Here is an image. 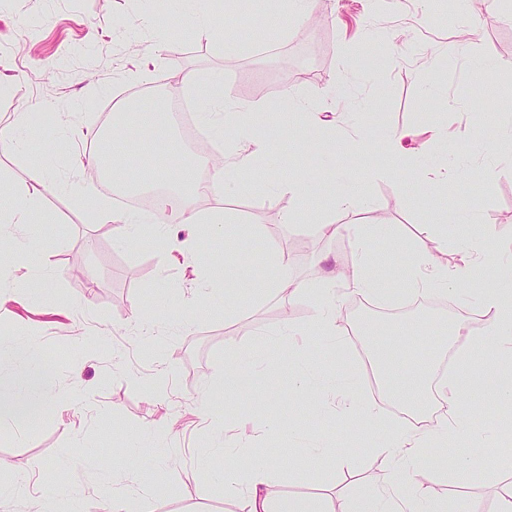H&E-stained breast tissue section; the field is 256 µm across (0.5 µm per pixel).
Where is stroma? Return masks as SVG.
<instances>
[{"instance_id": "obj_1", "label": "stroma", "mask_w": 512, "mask_h": 512, "mask_svg": "<svg viewBox=\"0 0 512 512\" xmlns=\"http://www.w3.org/2000/svg\"><path fill=\"white\" fill-rule=\"evenodd\" d=\"M146 12L167 39L159 45L147 37L129 49L124 36ZM306 17L295 24L280 0H236L221 33L209 34L180 0H0V56L10 62L0 74V120L26 115L20 149L0 147V183L23 186L40 167L58 183L35 223L7 228L17 251L41 244L37 270L21 260L0 262V344L22 343L33 362L53 367L40 416L0 426V484L32 477L28 492L0 498V512H100L115 497L146 499L160 512H249L245 486L228 487L225 475L245 476L275 448L290 451L272 472L283 500L308 512H354L373 496L370 478L388 462L374 449L375 435L354 433L337 418L334 393L350 378L367 384L364 362L378 331L394 350L396 375L412 383L420 362L448 355L447 330L463 310L442 299L382 323L367 312L366 296L341 291L348 362L340 365L316 330L314 297L287 299L267 289L264 251L303 240L290 274L316 285L363 259L352 238L320 237L316 217L390 225V235L371 238L364 259L398 302L412 295L406 240L421 238L443 256L425 225L474 205V223L449 232L480 241L486 272L477 285L492 281L501 245L512 242V161L496 153L499 125L512 115V4L309 0ZM487 59L502 68L479 101L475 73ZM189 71L230 76L234 99L255 107L285 94L315 101L323 118H341L352 137L406 132L413 153L459 161L464 174L440 197L421 163L372 154L355 169L341 140L286 166L278 155L289 142L279 139L246 190L201 202L224 209L236 248L203 225L180 227V239L191 242L181 253L146 236L121 241L96 200L81 197L91 172L75 173V157L99 154L114 97L149 83L154 101L167 103L180 96V77ZM434 95L455 99V109L431 103ZM435 129L443 139L432 140ZM121 148L126 176L150 181L162 149L147 141ZM493 165L497 173L486 176ZM302 169L317 188L302 205L306 219L288 224L285 216L301 204L282 186ZM328 170L362 184L356 208L335 207L322 184ZM489 225L497 235L487 240ZM139 310L158 326L152 357L141 350ZM289 323L306 330L304 348L293 353L281 334ZM254 350L263 354L264 372L246 371L243 387L225 393L226 364ZM160 368L167 385L156 393L148 380ZM299 373L309 391H299ZM472 419L491 437L485 455L459 478L443 472V451L432 449L424 489L432 499L465 497L470 512H497L512 492V456L499 443L512 434V415ZM317 446L323 453L315 458ZM131 448L140 453L132 464Z\"/></svg>"}]
</instances>
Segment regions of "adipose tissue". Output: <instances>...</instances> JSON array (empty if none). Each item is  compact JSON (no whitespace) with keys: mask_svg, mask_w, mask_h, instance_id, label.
Listing matches in <instances>:
<instances>
[{"mask_svg":"<svg viewBox=\"0 0 512 512\" xmlns=\"http://www.w3.org/2000/svg\"><path fill=\"white\" fill-rule=\"evenodd\" d=\"M182 91L196 102L201 122L212 138L220 140L228 128H236L246 139L245 145L226 152L221 164L206 165L202 156H187L179 147L163 113L139 104L113 103L112 139L145 138L168 150L166 166L158 172L157 183L163 184L167 196L164 207L178 212L182 223L209 225L212 235L223 236L228 231L224 213L199 208L198 201L212 194L214 188L229 191L252 169L256 158L271 149L268 140L267 117H277V126L291 136L289 158L296 156L321 140L335 141L336 128L322 120L309 101L283 96L266 104L264 112L234 102L223 79L202 83L194 74L182 81ZM54 180L43 170H34L31 181L20 192L9 195L0 203V225L27 224L40 211L47 190ZM413 263L407 280L415 292L449 294L460 302L472 303L479 314V323L461 318L454 322L451 334L460 340L457 352L459 370L439 383V392L446 405L445 413L434 425L420 429L416 422L393 425L388 440L377 446L379 454L395 466V478L377 477L378 494L360 512H389V498H396L399 512H467L465 498L453 503L440 500L422 502L421 486L425 476L424 454L428 447L447 444L449 438L473 439L476 431L461 416L458 406L467 385L463 367L483 361L488 348H497L505 357H512V260L499 264L497 279L485 288L475 282L483 274L484 259L477 243L462 241L454 248L452 262H444L411 243ZM361 294L383 295L384 290L373 277L366 263H358L350 273L340 276L339 283H327L316 289L319 302L317 329L322 335L339 334L335 286ZM342 420L352 428L376 433L385 419L377 403L361 402L355 389H348L337 403ZM273 461L259 460L244 479L250 495V512H272L271 505L280 496L278 485L270 476Z\"/></svg>","mask_w":512,"mask_h":512,"instance_id":"obj_1","label":"adipose tissue"}]
</instances>
